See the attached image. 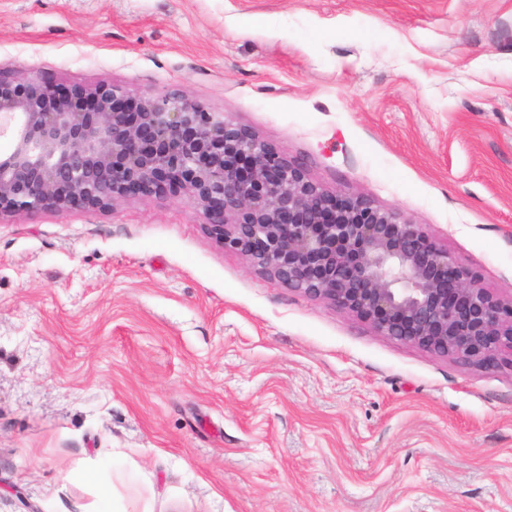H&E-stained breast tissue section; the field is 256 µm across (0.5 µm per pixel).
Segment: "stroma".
<instances>
[{"label": "stroma", "mask_w": 512, "mask_h": 512, "mask_svg": "<svg viewBox=\"0 0 512 512\" xmlns=\"http://www.w3.org/2000/svg\"><path fill=\"white\" fill-rule=\"evenodd\" d=\"M0 68L184 92L512 291V0H0ZM204 222L0 220V512H512V369L378 335Z\"/></svg>", "instance_id": "stroma-1"}]
</instances>
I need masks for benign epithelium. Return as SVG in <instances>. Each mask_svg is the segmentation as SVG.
<instances>
[{
  "mask_svg": "<svg viewBox=\"0 0 512 512\" xmlns=\"http://www.w3.org/2000/svg\"><path fill=\"white\" fill-rule=\"evenodd\" d=\"M142 199L190 203L219 247L382 336L488 371L512 366V294L484 288L400 210L325 187L183 93L0 69V218Z\"/></svg>",
  "mask_w": 512,
  "mask_h": 512,
  "instance_id": "7a95c632",
  "label": "benign epithelium"
}]
</instances>
